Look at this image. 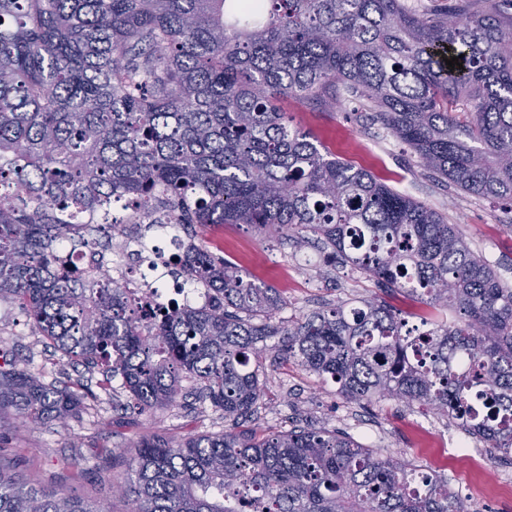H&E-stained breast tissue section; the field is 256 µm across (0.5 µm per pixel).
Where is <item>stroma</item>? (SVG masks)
<instances>
[{
	"mask_svg": "<svg viewBox=\"0 0 512 512\" xmlns=\"http://www.w3.org/2000/svg\"><path fill=\"white\" fill-rule=\"evenodd\" d=\"M285 107L294 125L309 131L330 152L442 214L470 250L494 265L501 282L512 288L511 206L429 177L411 150L376 119L367 102L343 100L325 109L313 102L289 101ZM198 236L254 282L276 288L284 301L277 318L287 324L330 304L356 306L373 298L408 317L432 313L351 265H325L324 251L313 244L300 249L287 238L254 233L236 224L202 227ZM0 351L7 358L26 360L44 383L85 395L79 413L65 424H21L9 433L8 464L34 484L63 485L102 500L108 497L111 482L125 477L134 445L142 438L155 436L176 444L191 435L242 429L266 436L312 424L447 476L467 496L474 512H512V492H499L512 483V458L491 456L448 419L401 401L379 399L363 405L345 400L337 395L335 384L273 348L259 361L266 381L259 407L237 423L225 419L188 380L182 381L180 395L171 405L138 412L126 392L101 391L97 371L70 363L7 300L0 301Z\"/></svg>",
	"mask_w": 512,
	"mask_h": 512,
	"instance_id": "obj_1",
	"label": "stroma"
}]
</instances>
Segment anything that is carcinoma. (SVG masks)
<instances>
[{
	"instance_id": "carcinoma-1",
	"label": "carcinoma",
	"mask_w": 512,
	"mask_h": 512,
	"mask_svg": "<svg viewBox=\"0 0 512 512\" xmlns=\"http://www.w3.org/2000/svg\"><path fill=\"white\" fill-rule=\"evenodd\" d=\"M512 0H0V300L139 412L183 379L237 421L277 350L348 401L390 398L512 456V288L438 212L321 148L282 103L373 104L430 174L512 206ZM458 58L463 68L445 59ZM187 233L178 274L203 305L143 308L65 254L113 250L117 202ZM100 212L103 222L83 220ZM238 224L315 237L449 318L374 300L294 324L282 298L196 240ZM83 394L0 367V439L78 413ZM113 498L36 488L0 463V512H467L448 479L310 426L178 444L143 438Z\"/></svg>"
}]
</instances>
